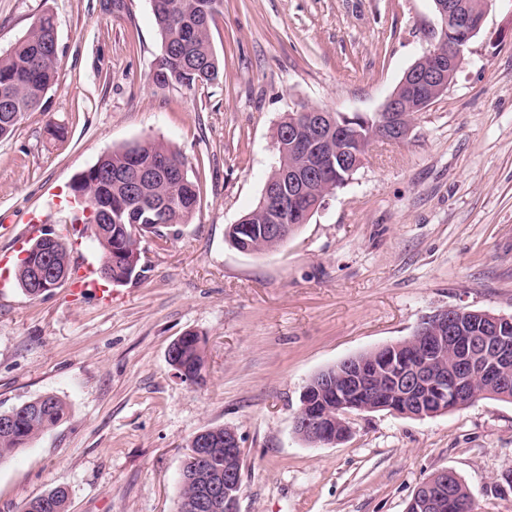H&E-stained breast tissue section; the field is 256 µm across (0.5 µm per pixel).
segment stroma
<instances>
[{
	"instance_id": "obj_1",
	"label": "stroma",
	"mask_w": 512,
	"mask_h": 512,
	"mask_svg": "<svg viewBox=\"0 0 512 512\" xmlns=\"http://www.w3.org/2000/svg\"><path fill=\"white\" fill-rule=\"evenodd\" d=\"M44 13L57 81L0 139V412L53 394L67 414L0 462V512L57 486L67 512H177L190 440L216 426L240 438L239 512H405L442 470L481 512H512V402L364 412L336 445L293 427L314 374L410 337L426 315H512V0H495L407 140L373 142L352 181L261 254L226 230L261 196L278 122L378 112L436 41L433 0H223L210 24L220 77L190 88L154 82L150 0H0V52ZM154 140L198 186L189 223L142 235V272L111 300L69 281L25 294L19 238L65 235L74 179ZM188 331L205 340L197 386L167 359Z\"/></svg>"
}]
</instances>
